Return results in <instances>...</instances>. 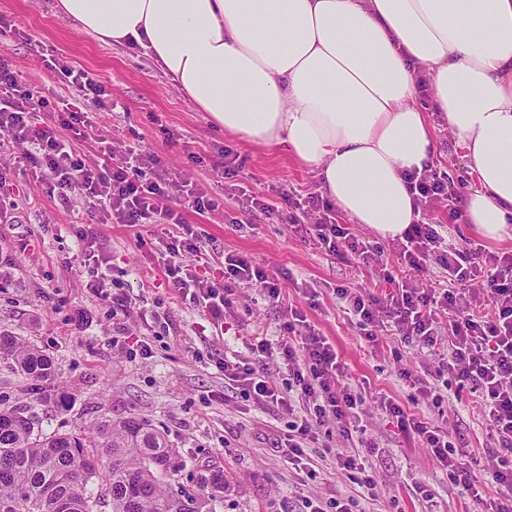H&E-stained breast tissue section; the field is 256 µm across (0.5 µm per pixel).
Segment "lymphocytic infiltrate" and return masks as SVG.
I'll list each match as a JSON object with an SVG mask.
<instances>
[{
	"mask_svg": "<svg viewBox=\"0 0 512 512\" xmlns=\"http://www.w3.org/2000/svg\"><path fill=\"white\" fill-rule=\"evenodd\" d=\"M44 63L63 83L76 88L78 98L54 110L25 74L1 61L0 151L26 145L24 159L30 172L57 190L62 202L79 195L87 218L106 214L138 239L146 225L167 226L160 241L163 281L173 299L201 312L214 329H226V312L241 289L253 288L267 299H278L277 280L245 255L225 254L217 282L183 262L184 253H200L201 239L193 225L168 207V199L180 194L201 213L218 210L220 200L165 178L159 172L162 159L153 153L120 157L106 145L100 149V162L87 164L77 144L86 137L89 113L113 110L112 94L93 74L62 57L51 54ZM408 184L416 207L445 200L449 219L462 220L456 206L459 190L448 174L426 168L411 173ZM288 221L294 230L306 226L325 251L382 271L384 280L393 282L392 291L379 297L358 288L337 289L336 296L354 317L368 347L380 348L376 327L389 317L401 342L440 354L441 362L428 379L401 371L399 378L409 390L407 404L382 395L380 409L403 433L417 438L474 512H512V254L489 251L474 240L459 246L445 237L443 225L415 223L396 239L389 256L378 242L356 236L348 225L338 223L333 208L316 194L307 197L299 213L289 214ZM79 239L88 268V293L109 306L119 331H127L131 297L104 273L109 260L96 251L94 233L80 230ZM393 260L411 271V278L394 282L387 271ZM432 265L444 271L446 286L425 287L422 277ZM235 337L245 353L218 358L215 364L244 397L287 415L288 431L276 448L298 479L311 476L310 454L325 447L327 439L338 436L350 443L335 455L336 472L347 493L327 505L308 500V512H366L362 500L375 501L379 495L375 471L363 451L365 399L348 382L333 344L308 328L306 316L296 308L288 310L275 335L250 333L241 323ZM274 358L288 367L286 387L269 377L267 362ZM468 384L478 391L482 416L500 445L496 466L483 478L471 470L472 451L454 446V430L444 410L449 389ZM421 395L427 397L431 411L423 419L407 409Z\"/></svg>",
	"mask_w": 512,
	"mask_h": 512,
	"instance_id": "1",
	"label": "lymphocytic infiltrate"
}]
</instances>
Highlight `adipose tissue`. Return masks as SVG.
<instances>
[{
    "instance_id": "1",
    "label": "adipose tissue",
    "mask_w": 512,
    "mask_h": 512,
    "mask_svg": "<svg viewBox=\"0 0 512 512\" xmlns=\"http://www.w3.org/2000/svg\"><path fill=\"white\" fill-rule=\"evenodd\" d=\"M115 48L137 45L215 128L317 172L384 238L419 217L405 175L454 133L476 187L467 223L512 237V0H58ZM431 112L416 103L418 79Z\"/></svg>"
}]
</instances>
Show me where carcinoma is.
Returning a JSON list of instances; mask_svg holds the SVG:
<instances>
[{"label":"carcinoma","instance_id":"1","mask_svg":"<svg viewBox=\"0 0 512 512\" xmlns=\"http://www.w3.org/2000/svg\"><path fill=\"white\" fill-rule=\"evenodd\" d=\"M26 380L42 383L33 402L0 403V512H199L194 499L169 496L160 483L176 450L162 432L130 417L86 433L47 432L36 408L54 399L53 359L24 340L0 334V359ZM106 459L104 469L98 462ZM97 481L99 493L87 492ZM198 496L224 499V476L203 472Z\"/></svg>","mask_w":512,"mask_h":512}]
</instances>
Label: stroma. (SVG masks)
Segmentation results:
<instances>
[{
	"mask_svg": "<svg viewBox=\"0 0 512 512\" xmlns=\"http://www.w3.org/2000/svg\"><path fill=\"white\" fill-rule=\"evenodd\" d=\"M0 15L20 30L0 37V55L43 94L61 103L74 94L44 68L40 56L49 52L97 75L111 90L115 109L89 116L92 127L79 146L87 162L97 161V141L105 136L118 150L133 146L156 153L166 178L195 183L223 198V208L204 214L180 196L169 205L198 229L205 248L248 255L278 277L280 301L266 300L251 288L241 290L236 312L250 330L273 333L284 306L297 307L334 344L353 383L369 389L363 423L374 445L369 461L384 492L372 512H465L463 499L425 448L389 423L376 403L380 394L404 399L400 370L427 376L437 356L401 343L383 328L378 331L382 347L370 350L334 294L341 287L374 290L378 273L326 252L305 233L288 230L280 216L252 213L242 205L247 194L278 207L286 194H322L316 173L287 155L252 148L214 128L145 52L101 43L62 17L56 0H0ZM437 138L434 168L460 182L461 193H469L473 178L447 125H440ZM228 153L242 165L234 181L224 177ZM12 156L14 166L1 191L12 207L0 223V333L19 337L54 360V389L66 393L69 402L46 406L44 429L74 432L131 416L144 420L178 451L180 469L163 476L165 488L194 490L206 465L228 475L217 512H306L307 499L335 497L342 484L331 459H315L316 478L300 486L277 452L286 415L247 400L222 371L195 361L198 352H223L224 342L196 309L171 299L161 286L157 239L136 240L101 214L93 230L112 256L111 275L131 296L134 321L155 337L151 357H126L122 333L113 327L106 306L87 292L85 268L72 260L80 249L82 202L75 198L63 204L47 183L20 174L22 147H14ZM80 309L92 324L76 336L68 321ZM166 320L176 323L177 335H165ZM394 347L399 357H392ZM448 420L456 431L455 445L478 450L480 468H488L498 442L471 388L451 400ZM420 484L429 487L432 500H422L416 491Z\"/></svg>",
	"mask_w": 512,
	"mask_h": 512,
	"instance_id": "stroma-1",
	"label": "stroma"
}]
</instances>
